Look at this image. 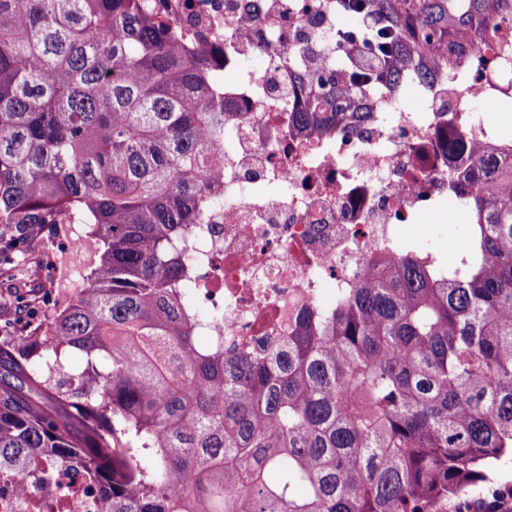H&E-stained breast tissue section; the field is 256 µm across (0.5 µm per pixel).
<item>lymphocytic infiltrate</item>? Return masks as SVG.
<instances>
[{
    "label": "lymphocytic infiltrate",
    "instance_id": "f902f5d3",
    "mask_svg": "<svg viewBox=\"0 0 512 512\" xmlns=\"http://www.w3.org/2000/svg\"><path fill=\"white\" fill-rule=\"evenodd\" d=\"M347 4L348 0H318L315 10L306 19L311 34L304 42L301 62L280 73V81L327 67L336 73L339 95L352 103L368 107L380 102L383 96H398L400 86L393 74L402 68L406 59L405 21L398 13L382 6L352 13ZM348 14L353 15L356 24L352 32L336 26L339 17ZM384 29L396 34L399 45L398 50L389 54L375 50L374 36Z\"/></svg>",
    "mask_w": 512,
    "mask_h": 512
}]
</instances>
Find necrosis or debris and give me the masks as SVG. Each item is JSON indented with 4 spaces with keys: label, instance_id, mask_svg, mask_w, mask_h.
<instances>
[{
    "label": "necrosis or debris",
    "instance_id": "1",
    "mask_svg": "<svg viewBox=\"0 0 512 512\" xmlns=\"http://www.w3.org/2000/svg\"><path fill=\"white\" fill-rule=\"evenodd\" d=\"M228 0H155L194 43L224 57L239 71L224 88V166L216 180L223 208L206 218L204 264L198 290L217 316L211 335L225 345L254 348L288 335V314L299 307H330L332 291L379 271V258L397 256L413 240L419 214L449 206L454 137L512 148V136L484 115L465 109L416 112L401 100H383L364 122L330 121L302 127L293 118L310 101L309 89L273 85L301 41L302 14L313 0H296L294 15L253 16L256 38L239 44L238 15ZM512 23L490 17L486 33L466 58L467 80L455 88L466 98L480 87L489 101L512 97V54L502 41ZM262 56L264 75L242 70L245 57ZM49 496L20 494L11 471H0V512H96L99 489L82 470L55 471Z\"/></svg>",
    "mask_w": 512,
    "mask_h": 512
}]
</instances>
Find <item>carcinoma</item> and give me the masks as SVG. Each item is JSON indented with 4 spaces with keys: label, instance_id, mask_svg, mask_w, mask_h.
Instances as JSON below:
<instances>
[{
    "label": "carcinoma",
    "instance_id": "1",
    "mask_svg": "<svg viewBox=\"0 0 512 512\" xmlns=\"http://www.w3.org/2000/svg\"><path fill=\"white\" fill-rule=\"evenodd\" d=\"M224 115V63L152 0H0V255L67 224L96 244L0 344V469L76 466L98 512H448L512 457V160L448 140L461 263L404 252L226 350L183 297Z\"/></svg>",
    "mask_w": 512,
    "mask_h": 512
}]
</instances>
